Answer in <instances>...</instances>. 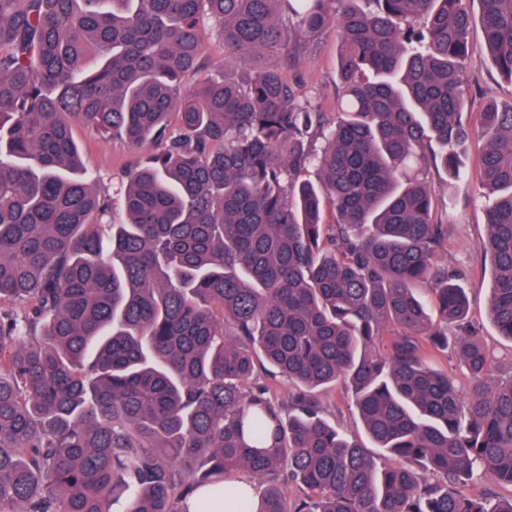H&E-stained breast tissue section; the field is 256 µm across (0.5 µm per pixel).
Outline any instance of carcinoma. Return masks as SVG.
<instances>
[{"mask_svg": "<svg viewBox=\"0 0 512 512\" xmlns=\"http://www.w3.org/2000/svg\"><path fill=\"white\" fill-rule=\"evenodd\" d=\"M467 2L0 0V512H189L240 473L255 512H512L454 488L512 486V376L487 371L411 173L434 143L470 178ZM478 3L512 81V0ZM204 21L264 64L183 89ZM330 26L333 119L284 76ZM479 116L488 317L512 340V108ZM75 124L151 150L121 224ZM449 348L465 396L432 362ZM338 381L387 463L327 421Z\"/></svg>", "mask_w": 512, "mask_h": 512, "instance_id": "obj_1", "label": "carcinoma"}]
</instances>
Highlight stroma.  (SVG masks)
Masks as SVG:
<instances>
[{"mask_svg":"<svg viewBox=\"0 0 512 512\" xmlns=\"http://www.w3.org/2000/svg\"><path fill=\"white\" fill-rule=\"evenodd\" d=\"M199 33L208 70L223 68L234 74H245L257 65V58L249 54L226 55L211 24L201 25ZM337 44L336 28H327L314 41L310 52L288 74L291 81L300 84L302 92L314 97L321 111L331 115L337 110L339 98L336 86ZM465 78L472 112H480L492 100L503 107L512 105V82L504 79L488 60L482 27L478 24L472 26L468 38ZM73 134L82 147L87 169L112 187H119L125 181L127 171L139 159L138 153L121 140L107 141L82 127L75 128ZM422 166L436 189L438 208L434 219L448 227V262L459 272L467 290L469 319L489 352L492 373L497 378L512 376V341L499 335L487 314L492 271L482 244L487 235L485 208L488 201L481 198L478 181L454 185L450 183L447 172L434 167L430 161H423ZM323 400L328 409L327 417L333 424L352 439L365 441L364 429L351 395L343 386L326 389Z\"/></svg>","mask_w":512,"mask_h":512,"instance_id":"obj_1","label":"stroma"}]
</instances>
